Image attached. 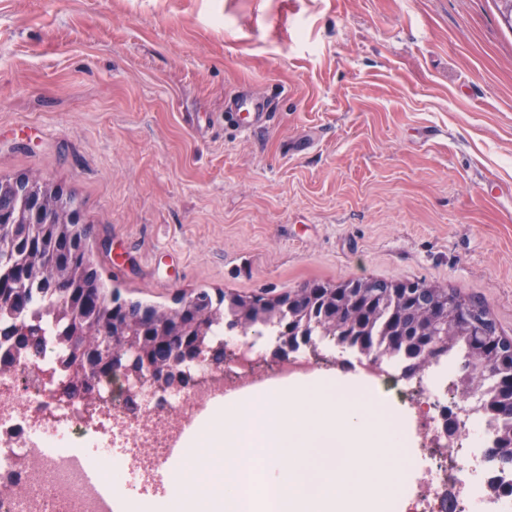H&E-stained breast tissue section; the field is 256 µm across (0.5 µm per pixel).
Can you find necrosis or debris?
Segmentation results:
<instances>
[{"mask_svg": "<svg viewBox=\"0 0 512 512\" xmlns=\"http://www.w3.org/2000/svg\"><path fill=\"white\" fill-rule=\"evenodd\" d=\"M43 326L48 343L37 361L0 343V356L13 357L0 369V512H112L85 477L86 468L99 465L106 467L113 489L128 496L131 512L149 488L171 495L173 487L162 481L160 470L167 449L182 441L190 413L226 395L246 396L262 384L317 375L311 352L319 347L335 352L337 369L371 389L408 397L403 415L420 462L419 491L409 512H512V470L502 471L487 453L502 424L478 397L463 395L459 355L408 376L400 357L316 335L260 378L252 364L276 345L277 328L246 334L224 325L215 328L214 339L239 351L234 377L192 362L183 366L184 383L162 390L148 379L124 376L95 380L89 392L67 393L58 327L49 317Z\"/></svg>", "mask_w": 512, "mask_h": 512, "instance_id": "1", "label": "necrosis or debris"}]
</instances>
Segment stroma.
I'll use <instances>...</instances> for the list:
<instances>
[{
    "mask_svg": "<svg viewBox=\"0 0 512 512\" xmlns=\"http://www.w3.org/2000/svg\"><path fill=\"white\" fill-rule=\"evenodd\" d=\"M501 0H0V176L73 193L107 288L172 307L352 278L512 337ZM267 96L256 137L224 99Z\"/></svg>",
    "mask_w": 512,
    "mask_h": 512,
    "instance_id": "stroma-1",
    "label": "stroma"
}]
</instances>
